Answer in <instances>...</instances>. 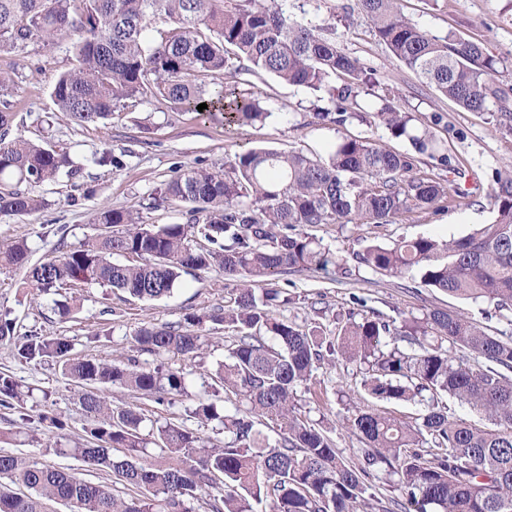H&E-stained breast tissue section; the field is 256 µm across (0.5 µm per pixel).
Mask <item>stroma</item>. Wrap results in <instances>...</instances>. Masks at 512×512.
Returning a JSON list of instances; mask_svg holds the SVG:
<instances>
[{"label": "stroma", "mask_w": 512, "mask_h": 512, "mask_svg": "<svg viewBox=\"0 0 512 512\" xmlns=\"http://www.w3.org/2000/svg\"><path fill=\"white\" fill-rule=\"evenodd\" d=\"M355 0H288L291 15L330 27L339 47L357 57L375 72V94H390L394 106L409 113L416 126L430 128L445 141L450 156L463 161L468 181L475 190L468 197L439 210H415L401 215L392 224H319L312 234L331 252L351 261V274L337 282L334 271L308 269L278 276L277 288L288 292L293 302L283 310L285 319L303 324L320 322L326 335H337L348 315L361 318L377 314L395 317L401 312L420 313L424 308H443L464 312L492 334H512V314L485 317L486 303L463 301L448 294L422 287L406 278L382 275L352 262L353 253L373 244L390 245L400 239L435 236L458 238L476 225L489 223L493 216L491 176L493 171L512 164V134L496 130L490 113L467 112L442 98L433 87L400 65L384 44L373 35L368 19L354 8ZM402 13L430 35L454 34L482 42L488 54L502 58L498 83L512 89V0H400ZM71 66L66 44L53 51L30 46L23 63L14 56L0 55V72L13 76L10 100L16 112V130L31 140L69 150L78 167L75 175H60L39 191L51 205L48 209L24 215L0 214V252L15 241L26 240L31 258L40 261L59 256L61 249L79 248L97 228L91 222L100 208L134 209L149 224H182L184 208L159 202L162 184L177 167L198 163L228 162L247 149L303 151L310 156L326 155L347 138L369 137L383 141L396 152L411 151L406 138H395L374 115L364 121L342 126L314 123L312 112L316 96L307 89L277 82L267 75H247L248 85L270 93L265 123L235 131L217 121L202 120L196 113L171 108L154 99L117 110L110 124L79 125L68 113L60 111L51 97L56 76ZM122 157L124 165L115 169L98 165L103 154ZM234 281L218 271L183 275L173 293L158 301L144 302L99 285L79 288L80 312L77 318L60 319L52 311L50 295L29 285L23 271L0 266V313H9L17 321L19 335L66 336L79 356L112 359L135 357L140 363L157 366L159 358L137 350L131 337L147 322L179 323L185 314L223 302ZM237 334L235 328L216 330L212 346L198 361L185 362L191 371L188 394L181 403L166 407L151 398H133L126 390L104 386L103 397L115 405L136 404L148 419L174 417L211 443L220 445L224 436L210 425L188 417L200 392L199 367H212L223 359L226 347ZM12 342L0 341V371L9 370L33 395L23 410L0 406V429L20 423L19 413L29 416L23 424L24 442L0 443V452L44 454V446L53 434L41 424V414L58 417L64 424L69 442L83 441L88 422L78 402L80 388L67 381L53 363H22L14 357ZM324 396L321 401L299 394L303 413L327 431L347 461L361 465L356 449L358 436L344 426L355 410L366 409L401 422H414L420 408L410 402L383 401L362 390L361 373L355 364L339 362L320 365L314 371ZM45 455V454H44Z\"/></svg>", "instance_id": "1"}]
</instances>
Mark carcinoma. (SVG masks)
Masks as SVG:
<instances>
[{
    "mask_svg": "<svg viewBox=\"0 0 512 512\" xmlns=\"http://www.w3.org/2000/svg\"><path fill=\"white\" fill-rule=\"evenodd\" d=\"M356 5L401 65L466 111L500 105L492 113L495 126L512 133L507 93L496 84L502 61L482 44L428 35L402 14L398 0ZM159 22L167 28L147 42ZM70 38L75 66L56 77L52 97L80 124L103 123L148 96L187 112L205 103L198 116L226 126L262 123L270 116L263 91L223 82L212 92L203 83L246 71L324 93L328 107L313 118L341 126L366 111L358 86L376 82L372 68L345 53L323 27L288 14L281 0H0V53L22 54L32 42L51 49ZM336 77L344 84L336 86ZM12 84L11 75L0 73V214L24 215L51 206L35 187L74 169L66 150L12 134ZM375 117L393 137L407 138L413 152L366 137L344 140L325 157L247 150L228 164L174 171L160 195L186 208L184 224L157 226L137 211L103 208L93 217L99 233L78 249L33 263L21 240L0 254V263L24 270L32 286L60 296L54 313L63 320L77 312L73 290L82 285L152 301L171 294L184 273L214 268L238 282L222 304L134 332L139 350L170 361L153 369L132 358L76 356L65 336H18L16 321L0 314V341L14 342L20 362L50 359L81 387L87 438L63 447L58 436L46 451L109 470L137 490L120 497L37 457L0 453V479L23 487L0 485V512H45L49 502L70 512H196L201 492L211 512H361L375 498L367 479L382 468L394 477L398 496L376 503L377 512H512V336L492 335L461 312L434 308L421 317L401 312L397 320L350 318L330 338L316 321L302 326L281 316L289 299L279 289L254 287L330 265L348 274V260L333 257L308 232L316 224H391L451 199L448 182L422 168L427 157L465 176L445 143L413 126L386 96ZM492 181L490 223L459 238L371 245L353 260L512 312V171L497 169ZM198 235L206 245H194ZM226 325L238 336L206 373L209 382L189 410L216 424L224 446L168 419L148 422L137 407H114L101 395L99 386L110 384L175 405L189 382L175 361L198 357L211 343L209 330ZM340 358L359 365L369 396L424 406L412 424L365 409L351 414L347 428L364 443L359 467L297 405L298 389H316L317 365ZM440 392L492 427L438 411L426 395ZM25 397L13 375L0 372V404L21 406ZM259 417L268 432L255 427Z\"/></svg>",
    "mask_w": 512,
    "mask_h": 512,
    "instance_id": "cac0c4a2",
    "label": "carcinoma"
}]
</instances>
